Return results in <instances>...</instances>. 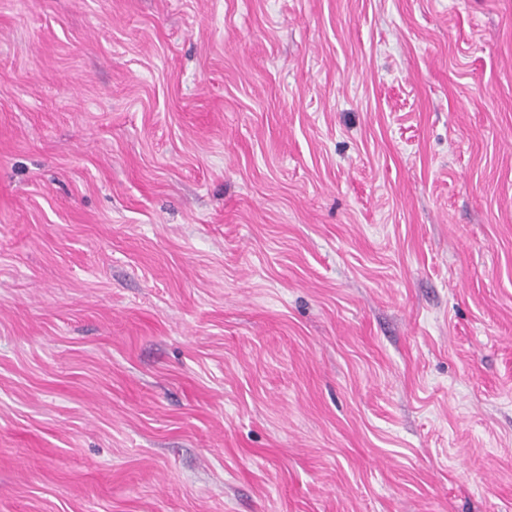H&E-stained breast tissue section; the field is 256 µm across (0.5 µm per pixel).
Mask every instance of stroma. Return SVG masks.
<instances>
[{
    "instance_id": "stroma-1",
    "label": "stroma",
    "mask_w": 512,
    "mask_h": 512,
    "mask_svg": "<svg viewBox=\"0 0 512 512\" xmlns=\"http://www.w3.org/2000/svg\"><path fill=\"white\" fill-rule=\"evenodd\" d=\"M0 512H512V0H0Z\"/></svg>"
}]
</instances>
